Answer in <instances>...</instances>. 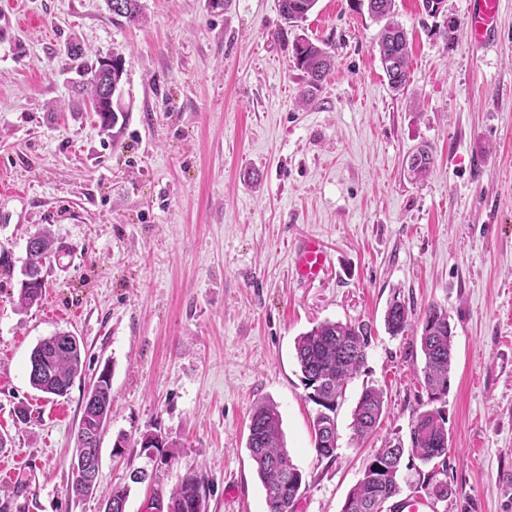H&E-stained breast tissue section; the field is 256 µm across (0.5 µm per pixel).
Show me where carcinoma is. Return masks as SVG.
<instances>
[{
	"instance_id": "obj_1",
	"label": "carcinoma",
	"mask_w": 512,
	"mask_h": 512,
	"mask_svg": "<svg viewBox=\"0 0 512 512\" xmlns=\"http://www.w3.org/2000/svg\"><path fill=\"white\" fill-rule=\"evenodd\" d=\"M112 19L127 25H139L143 14L139 0H122L123 8L114 7L117 0H105ZM368 13L382 24L377 43L382 68L391 90L398 94L410 81V50L407 31L395 20V0H365ZM317 0H280V14L284 23L295 26L315 7ZM112 67L102 64V57L80 73L74 86L78 99L71 106L89 105L107 129L118 122L114 103L105 100L104 85L118 86L124 74L123 57L112 53ZM294 66L303 72L306 89L301 101H312L314 90L335 67L334 56L323 46L299 35L292 43ZM412 164L408 172L415 180L427 177L434 157L427 147H419L410 154ZM39 250L27 253L25 267L44 266L59 256L62 246L56 244L49 232L38 233ZM46 284L34 286L20 283L18 309L26 311L43 299ZM412 311L406 303L394 299L385 314V327L392 336L414 328ZM454 327L448 312L437 306L428 307L420 320V347L425 363L424 388L427 392L425 409L416 416L409 432V441L398 437L366 464L362 477L352 488L342 512H378L401 493L399 475L402 459L407 457L423 465H444L448 455V427L444 410L432 407L446 403L454 353ZM371 341V328L366 323H342L325 320L301 334L295 341L296 359L307 398L318 406L312 426L315 433V452L331 458L337 449L336 410L345 397L348 382L365 365ZM39 369H34V365ZM85 346L82 340L69 333H55L40 340L29 357V381L32 387L45 394L64 397L76 377L85 371ZM82 415L75 434L76 450L70 468H79L66 487L68 498L77 501L90 497L98 490L97 462L101 458V437L112 410V381L97 376L83 398ZM385 410L381 390L363 388L352 413L351 428L354 437L361 439L371 434ZM247 448L256 465L257 475L265 489L267 512H293L303 483V475L292 462L283 444L281 416L273 403L257 406L249 423ZM131 487L115 486L103 499V512H126ZM435 502L458 494L446 482L435 483L426 491ZM205 486L195 472L186 473L168 496L156 498L157 512H205Z\"/></svg>"
}]
</instances>
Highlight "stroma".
Segmentation results:
<instances>
[{"instance_id":"stroma-1","label":"stroma","mask_w":512,"mask_h":512,"mask_svg":"<svg viewBox=\"0 0 512 512\" xmlns=\"http://www.w3.org/2000/svg\"><path fill=\"white\" fill-rule=\"evenodd\" d=\"M138 26L105 0H0V512H103L102 494L144 466L138 441L172 456L133 485L126 512L188 472L206 512H266L246 448L251 413L274 403L302 470L295 512H341L367 461L408 437L421 402L414 333L389 335L388 304L435 305L455 329L445 406L450 445L439 512H512V0L493 47L471 43L468 0H395L411 82L391 91L379 26L357 0H318L299 30L335 68L304 106L280 0H140ZM455 23L453 43L441 31ZM122 54L124 125L103 131L68 106L97 56ZM428 145L423 181L407 156ZM69 252L48 288L15 305L31 234ZM319 239L325 275L298 281L290 250ZM372 327L367 359L336 411L334 457H318L296 338L325 320ZM78 336L90 372L110 367L112 415L99 494L68 499L87 379L54 397L29 383V356ZM384 392L376 431L350 428L363 387ZM26 405L29 423L14 417ZM125 437L122 456L112 454Z\"/></svg>"}]
</instances>
